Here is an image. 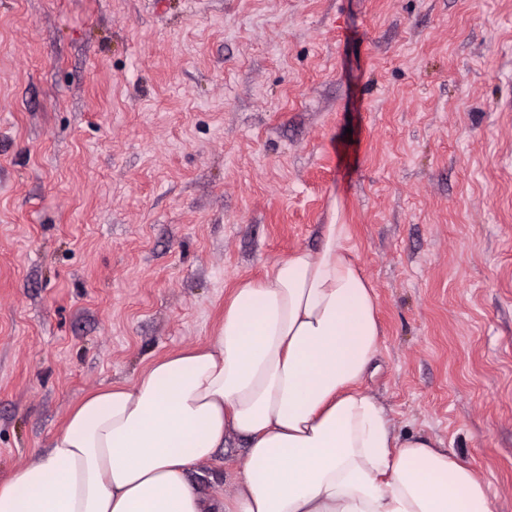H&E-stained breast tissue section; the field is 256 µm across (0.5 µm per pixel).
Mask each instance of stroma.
<instances>
[{
	"instance_id": "35a3bbf8",
	"label": "stroma",
	"mask_w": 512,
	"mask_h": 512,
	"mask_svg": "<svg viewBox=\"0 0 512 512\" xmlns=\"http://www.w3.org/2000/svg\"><path fill=\"white\" fill-rule=\"evenodd\" d=\"M332 218L364 388L512 512V0H0V479Z\"/></svg>"
}]
</instances>
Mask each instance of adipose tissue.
<instances>
[{
	"instance_id": "obj_1",
	"label": "adipose tissue",
	"mask_w": 512,
	"mask_h": 512,
	"mask_svg": "<svg viewBox=\"0 0 512 512\" xmlns=\"http://www.w3.org/2000/svg\"><path fill=\"white\" fill-rule=\"evenodd\" d=\"M329 222L317 251L239 280L205 346L82 398L46 452L0 480V512H497L476 474L428 436L400 438L360 383L377 297ZM245 439L231 495L194 465Z\"/></svg>"
}]
</instances>
